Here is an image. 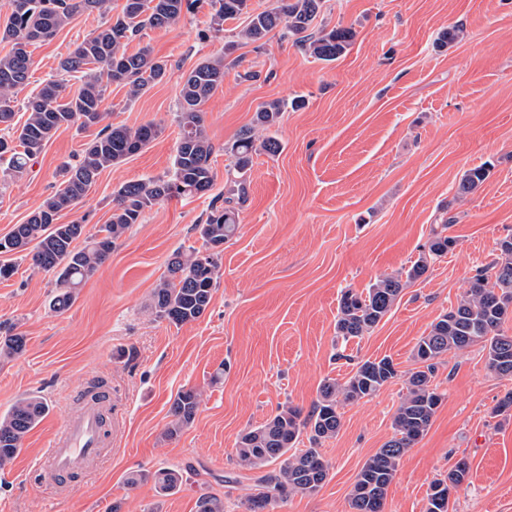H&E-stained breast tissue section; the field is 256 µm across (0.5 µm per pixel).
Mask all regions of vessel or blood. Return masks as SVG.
<instances>
[{"label": "vessel or blood", "instance_id": "vessel-or-blood-1", "mask_svg": "<svg viewBox=\"0 0 512 512\" xmlns=\"http://www.w3.org/2000/svg\"><path fill=\"white\" fill-rule=\"evenodd\" d=\"M105 432L101 405L85 404L71 413L52 438L38 468L44 485L74 477L81 467L95 469L104 456Z\"/></svg>", "mask_w": 512, "mask_h": 512}]
</instances>
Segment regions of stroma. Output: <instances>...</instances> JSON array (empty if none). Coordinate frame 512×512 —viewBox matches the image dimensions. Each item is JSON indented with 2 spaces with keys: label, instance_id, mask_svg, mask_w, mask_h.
<instances>
[{
  "label": "stroma",
  "instance_id": "obj_1",
  "mask_svg": "<svg viewBox=\"0 0 512 512\" xmlns=\"http://www.w3.org/2000/svg\"><path fill=\"white\" fill-rule=\"evenodd\" d=\"M101 22L96 14L76 16L32 46L31 77L13 93L18 120L56 76L59 60ZM316 23L354 29L345 55L319 61L277 34L258 47L237 40L238 20L211 32L205 6L129 43L132 52L149 47L168 74L132 100L126 88L106 84L108 121L130 128L152 122L161 132L143 152L103 171L61 223L79 222L95 234L112 213L115 187L171 171L182 77L222 56L234 39L238 62L225 68L223 86L203 107L214 185L210 194L146 210L66 311L51 308L55 273L34 268L30 258L15 259L14 274L0 278V322L14 323L26 338L22 354L0 360V416L32 394L50 406L0 470V512H198L208 495L223 499L224 512H247L258 473L238 465L239 435L282 405L310 411L325 379L345 381L357 362L388 356L398 377L373 397L342 405L339 431L320 444L330 464L322 487L266 510L352 512L360 469L394 435L418 339L512 235V0H325ZM454 26L462 39L440 47ZM247 70L259 79L243 81ZM297 95L305 105L282 115V152L254 158L209 308L181 326L156 319L153 292L168 257L201 248L194 226L224 192L225 142L262 103ZM93 136L60 129L22 175L0 172V237L26 221L59 184L61 164ZM481 165L487 179L458 195L462 175ZM443 217L453 220L455 248L407 283L373 331L337 340L342 291L406 272ZM432 382L443 402L400 460L384 512H424L431 483L463 457L469 478L452 491V512H512V419L493 414L512 380L492 373L475 345L440 356ZM97 383L112 389L109 422L119 434L93 472L47 490L37 472L43 452ZM190 388L202 394L195 421L167 439L173 400ZM170 466L181 469L183 483L169 495H158L152 481H131Z\"/></svg>",
  "mask_w": 512,
  "mask_h": 512
}]
</instances>
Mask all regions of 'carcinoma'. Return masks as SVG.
<instances>
[{
	"instance_id": "cac0c4a2",
	"label": "carcinoma",
	"mask_w": 512,
	"mask_h": 512,
	"mask_svg": "<svg viewBox=\"0 0 512 512\" xmlns=\"http://www.w3.org/2000/svg\"><path fill=\"white\" fill-rule=\"evenodd\" d=\"M8 2L11 12L0 27V41L10 45L9 51L0 56V126L11 130L10 135L0 136L4 172L22 174L63 127H100L84 144L78 159L63 164L62 181L54 191L25 223L15 225L0 238V255L29 249L35 268L56 274L53 309L60 311L70 307L77 289L103 264L130 226L140 222L147 209L173 197L203 196L212 189L214 146L205 132L202 106L223 86L226 58L235 43L224 44V57L205 60L183 76L173 174L119 185L113 192L108 223L100 227L97 235L87 237L85 225L59 223L61 213L81 203L104 170L140 153L160 134V128L153 123L136 129L101 126L106 117L104 89L93 66H103L108 82L126 88L130 98L162 82L167 76V64L153 57L147 48L130 52L127 45L148 28L175 24L197 0H122L117 8L110 5V0ZM323 2L277 0L276 6L257 11L251 8L250 0H209L210 25L219 32L224 22L242 18L244 26L238 32L242 39L257 43L276 31L309 56L333 62L352 44L355 31L342 26L316 27L314 21ZM94 12L110 18L86 35L58 65L65 74H81L78 91L71 94L64 81L49 80L28 101L24 123H14L11 92L29 79L30 47L53 38L76 15ZM304 104L302 96L288 103H264L254 113L251 124L224 144V154L231 159L234 171L225 186L224 205H211L205 221L195 225L202 248L176 251L168 259L166 272L153 293L152 309L158 319L181 326L206 312L217 287L224 243L236 233L239 208L248 197L254 156L281 153L283 146L277 137L281 116L287 107L300 108ZM487 172L484 166L466 171L457 193L474 191L485 181ZM448 227V219L443 218L432 229L427 251L406 276L383 275L364 292L344 291L339 300L336 335L346 341L370 333L398 300L404 288L402 279L415 281L423 277L432 260L455 246L456 240L446 235ZM498 251L497 260L477 270L457 304L418 339L414 355L420 367L407 378V393L393 418L394 436L364 463L357 475L351 497L353 512H384L387 490L400 459L430 428L443 399L432 384L433 360L449 351L479 344L486 351L489 370L501 377H512V334L502 330L505 321L512 318V235L500 240ZM0 331V359L24 352L25 336L2 325ZM397 376L398 370L389 357L360 361L344 383L324 381L307 415L297 407L284 405L266 422L242 433L237 448L241 467L261 470L279 462L278 468L258 476V492L249 499V512H264L268 505L292 492H314L321 487L328 477L329 464L314 445L336 436L341 426L340 405L375 395ZM200 403L198 391L190 388L179 392L170 408L172 420L165 437L174 439L191 425ZM48 412L46 399L32 395L18 400L0 417V469L12 463L24 437ZM306 430L313 447L291 452ZM469 471V463L461 459L444 478L435 480L427 494L425 512H448L451 490L468 479ZM152 479L158 493L164 496L180 487L183 476L177 469L160 468Z\"/></svg>"
}]
</instances>
